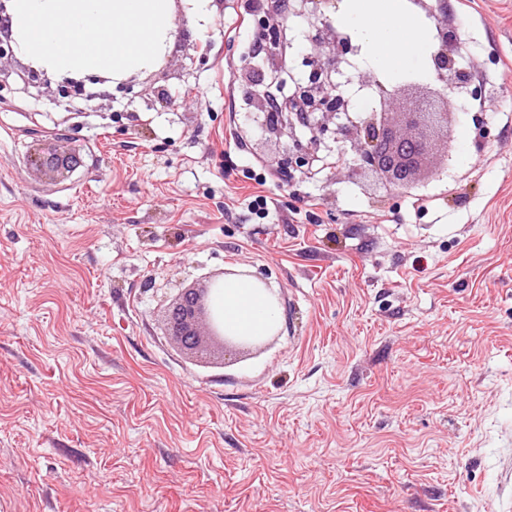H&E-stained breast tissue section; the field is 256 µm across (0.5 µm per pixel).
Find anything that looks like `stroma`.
I'll return each mask as SVG.
<instances>
[{
	"instance_id": "stroma-1",
	"label": "stroma",
	"mask_w": 512,
	"mask_h": 512,
	"mask_svg": "<svg viewBox=\"0 0 512 512\" xmlns=\"http://www.w3.org/2000/svg\"><path fill=\"white\" fill-rule=\"evenodd\" d=\"M246 2L209 0L203 22L175 0L161 63L104 99L0 67V512H504L512 0H447L483 105L449 127V164L390 188L283 166L310 134L269 138L247 93L276 65L306 84L332 34L285 0L282 58L246 56L262 9L228 33ZM371 68L339 65L353 111ZM58 133L80 166H31ZM257 162L263 219L242 203ZM229 269L282 320L204 363L164 303Z\"/></svg>"
}]
</instances>
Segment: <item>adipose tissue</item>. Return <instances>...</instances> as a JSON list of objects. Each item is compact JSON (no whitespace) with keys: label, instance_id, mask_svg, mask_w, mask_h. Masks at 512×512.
<instances>
[{"label":"adipose tissue","instance_id":"obj_1","mask_svg":"<svg viewBox=\"0 0 512 512\" xmlns=\"http://www.w3.org/2000/svg\"><path fill=\"white\" fill-rule=\"evenodd\" d=\"M339 17L365 48L376 66L398 69L405 61L425 49L420 30H408L402 0H347ZM221 303L224 326L231 335L266 336L278 327V304L267 289L256 282L230 277L224 283Z\"/></svg>","mask_w":512,"mask_h":512}]
</instances>
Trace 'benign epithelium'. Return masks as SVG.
<instances>
[{"label":"benign epithelium","instance_id":"benign-epithelium-1","mask_svg":"<svg viewBox=\"0 0 512 512\" xmlns=\"http://www.w3.org/2000/svg\"><path fill=\"white\" fill-rule=\"evenodd\" d=\"M10 2L0 0V64L14 58L16 41L10 28ZM415 4L434 19L437 47L432 52V67L439 87L419 95L407 93L399 84L388 90L379 81L365 79L368 86H376L380 104L384 108L369 116L353 117L349 113V99L341 91L330 96L326 89L336 87L333 74L341 57L352 51L348 38L336 36L332 56L321 59L312 57V72L309 83L297 88L286 101H278L262 88L253 91V97L265 111L264 131L276 138L295 137L296 128L304 126L311 131L307 146L299 147L300 155L296 167L309 166L320 149L324 136L329 130L327 121L344 116L336 131L349 144L357 158L351 171L369 173L385 185L408 186L426 161L439 152V143L448 141V124L452 100L448 93L459 88H468L472 74L456 63V45L459 36L448 28L444 19L435 14L427 0H415ZM261 27L271 33L265 45V56L274 59L278 56L279 28L283 27L281 0H268L266 15L260 21ZM64 140L59 133L56 142L30 159L31 165L52 171H70L80 162L73 150L61 149L58 142ZM224 285V274L207 277V283L200 287L182 289L166 310V331L176 337L183 349L193 353H203L201 335L205 334L219 344L251 346L262 342L253 336H228L224 332V315L218 307L217 297ZM205 333H200L199 327Z\"/></svg>","mask_w":512,"mask_h":512}]
</instances>
